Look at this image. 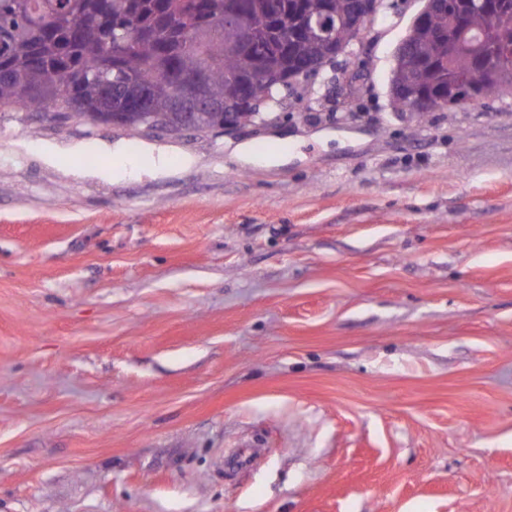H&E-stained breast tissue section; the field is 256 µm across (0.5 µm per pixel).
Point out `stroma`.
<instances>
[{"label": "stroma", "instance_id": "35a3bbf8", "mask_svg": "<svg viewBox=\"0 0 512 512\" xmlns=\"http://www.w3.org/2000/svg\"><path fill=\"white\" fill-rule=\"evenodd\" d=\"M385 2L349 100L0 112V512H512V94L394 111Z\"/></svg>", "mask_w": 512, "mask_h": 512}]
</instances>
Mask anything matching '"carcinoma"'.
Segmentation results:
<instances>
[{"label":"carcinoma","instance_id":"carcinoma-1","mask_svg":"<svg viewBox=\"0 0 512 512\" xmlns=\"http://www.w3.org/2000/svg\"><path fill=\"white\" fill-rule=\"evenodd\" d=\"M273 14L268 0H243V23L224 19V0H111V11L99 18V0H0V109L41 111L52 104L54 118H80L107 124L149 89L154 126L167 130L180 121L170 111L173 87L164 71L209 73L211 98L228 104L238 95L241 79L256 65L267 66V81L280 89L279 76L326 58L330 47L308 34L329 12L336 39L349 36L345 19L350 0H278ZM212 22L203 25V13ZM468 17L462 39L480 45L486 63L468 68L465 54L450 53L448 30L453 17ZM263 49L259 56L242 49L243 39ZM424 60L409 69L395 59L390 79L415 92L445 89L454 72L468 71L470 83H495V93L512 92V70L501 69L498 49L512 45V0L485 12L473 0H447L426 24L408 34Z\"/></svg>","mask_w":512,"mask_h":512}]
</instances>
